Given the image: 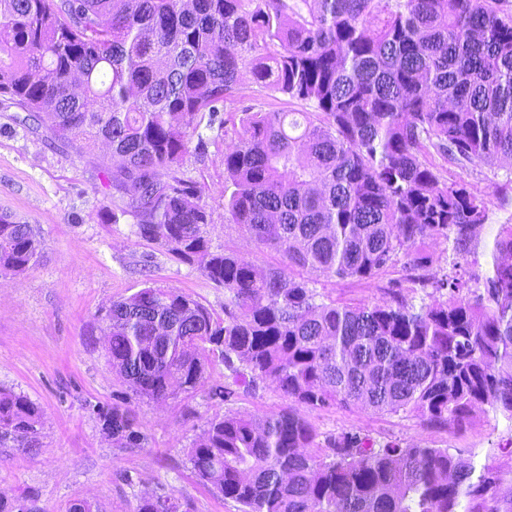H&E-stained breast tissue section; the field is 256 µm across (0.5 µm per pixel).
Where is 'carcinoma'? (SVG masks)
I'll return each mask as SVG.
<instances>
[{
	"instance_id": "1",
	"label": "carcinoma",
	"mask_w": 512,
	"mask_h": 512,
	"mask_svg": "<svg viewBox=\"0 0 512 512\" xmlns=\"http://www.w3.org/2000/svg\"><path fill=\"white\" fill-rule=\"evenodd\" d=\"M311 112L240 118L224 153V207L260 267L211 250L203 187L178 175L202 120L237 101L243 72ZM0 96L81 153L107 143L112 219L132 214L224 287L220 318L147 285L99 311L112 371L155 403L190 396L214 361L246 393L291 405L206 421L188 461L241 512H512L501 467L449 448L318 441L299 408L353 405L463 429L476 412L512 429V224L483 275L463 262L484 199L431 153L506 170L512 183V12L498 0H0ZM448 243L444 264L424 245ZM43 241L0 212V274ZM401 266L389 299L340 303L310 275L369 282ZM118 448L129 411L97 408ZM42 414L0 389V447L37 448Z\"/></svg>"
}]
</instances>
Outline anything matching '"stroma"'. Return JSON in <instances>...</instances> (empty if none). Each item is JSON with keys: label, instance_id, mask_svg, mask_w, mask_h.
<instances>
[{"label": "stroma", "instance_id": "35a3bbf8", "mask_svg": "<svg viewBox=\"0 0 512 512\" xmlns=\"http://www.w3.org/2000/svg\"><path fill=\"white\" fill-rule=\"evenodd\" d=\"M239 107L304 112L306 103L260 92L243 75ZM21 111L0 101V211L31 225L43 240L38 262L23 273L0 277V387L26 395L42 413V446L25 452L0 447V494L28 495L39 512H65L77 499L90 500L97 512H134L144 491L172 492L189 500L192 512H240L236 502L213 495L195 477L187 451L208 418L228 411L254 414L286 408L287 398L271 383L228 401L213 397V387L230 383L224 366L208 371L198 391L162 404L139 399L107 363L102 347L88 334L96 314L112 301L145 285L192 294L216 315L224 313V289L198 264L173 256L161 244L137 234L136 219L110 215L112 187L99 164L103 147L79 154L52 140L45 129L19 121ZM224 130L203 129L204 145L184 158L180 173L199 182L209 215L213 250L235 252L264 266L276 256L261 250L232 224L224 209V152L238 142V116L224 114ZM431 162L452 180L483 195L489 219L479 229L471 269L485 272L499 225L512 223V189L496 192L504 171L481 164L458 166L438 155ZM394 269L372 282L317 278L319 293L345 303L380 300ZM121 405L135 414L141 444L117 448L102 429L97 407ZM323 436L359 430L379 441L400 440L475 453L477 462L508 467L512 429L500 419L478 414L465 430L431 427L402 414H376L356 406L304 410Z\"/></svg>", "mask_w": 512, "mask_h": 512}]
</instances>
